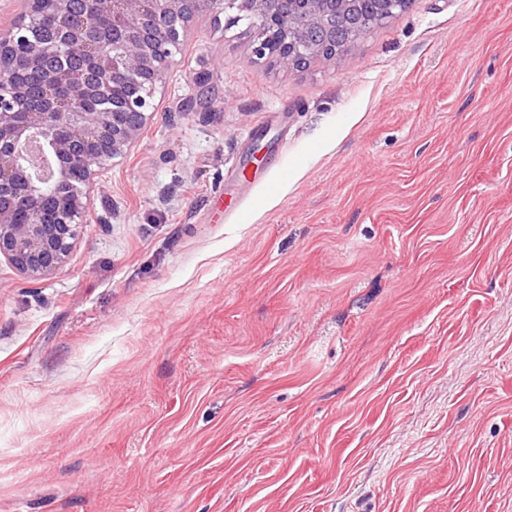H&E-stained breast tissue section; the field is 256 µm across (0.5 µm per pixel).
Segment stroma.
Returning a JSON list of instances; mask_svg holds the SVG:
<instances>
[{"label": "stroma", "instance_id": "1", "mask_svg": "<svg viewBox=\"0 0 512 512\" xmlns=\"http://www.w3.org/2000/svg\"><path fill=\"white\" fill-rule=\"evenodd\" d=\"M234 15L0 262V512H512V0L300 70Z\"/></svg>", "mask_w": 512, "mask_h": 512}]
</instances>
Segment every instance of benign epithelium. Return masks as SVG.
<instances>
[{
	"mask_svg": "<svg viewBox=\"0 0 512 512\" xmlns=\"http://www.w3.org/2000/svg\"><path fill=\"white\" fill-rule=\"evenodd\" d=\"M412 0H378L347 34L336 14L352 0H54L61 30L47 42L24 26L0 41V259L29 283L53 275L65 263L91 203L82 186L95 168L130 149L152 119L157 82L192 20L219 6L237 9L257 30L256 60L290 69L306 58L336 65L371 30ZM107 25L96 24L97 18ZM27 51L42 76L40 96L26 102L3 56ZM128 92L112 109L83 111L86 97L103 102L111 87ZM53 199L45 212L38 205Z\"/></svg>",
	"mask_w": 512,
	"mask_h": 512,
	"instance_id": "benign-epithelium-1",
	"label": "benign epithelium"
}]
</instances>
